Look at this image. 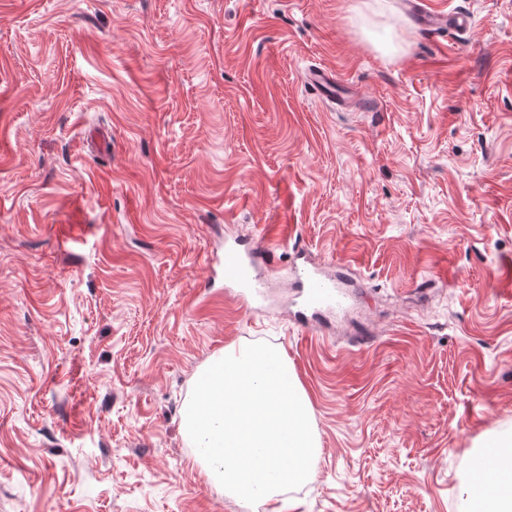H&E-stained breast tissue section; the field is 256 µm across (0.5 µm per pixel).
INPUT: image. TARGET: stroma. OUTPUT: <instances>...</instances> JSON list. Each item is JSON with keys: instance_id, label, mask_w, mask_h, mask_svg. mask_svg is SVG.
Returning a JSON list of instances; mask_svg holds the SVG:
<instances>
[{"instance_id": "35a3bbf8", "label": "stroma", "mask_w": 512, "mask_h": 512, "mask_svg": "<svg viewBox=\"0 0 512 512\" xmlns=\"http://www.w3.org/2000/svg\"><path fill=\"white\" fill-rule=\"evenodd\" d=\"M0 0V512H268L181 411L284 349L321 455L284 512H457L512 435V0ZM315 66L353 106L306 89ZM268 247L254 309L206 258ZM350 316L289 315L293 247ZM406 6L407 9L420 14L419 19L425 30L435 33L439 30L448 29V15L446 13L439 11L420 12L419 5L412 0H408Z\"/></svg>"}]
</instances>
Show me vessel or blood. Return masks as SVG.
<instances>
[{
	"mask_svg": "<svg viewBox=\"0 0 512 512\" xmlns=\"http://www.w3.org/2000/svg\"><path fill=\"white\" fill-rule=\"evenodd\" d=\"M419 13L425 30L432 33L450 26L462 30L469 23L468 16L461 13L452 17L439 11ZM307 83L322 100L335 101L339 84L335 71L326 68L310 70ZM295 257L301 262L297 269V278L304 289L302 306L297 313L298 323L312 328L320 322L325 312H344L346 301L343 293L337 289L333 280L323 276L310 262L306 249H296ZM207 265L214 273L223 277L228 301L245 307L260 296L261 283L251 275L250 255L242 254L236 247L228 245L225 246L223 255L208 258Z\"/></svg>",
	"mask_w": 512,
	"mask_h": 512,
	"instance_id": "obj_1",
	"label": "vessel or blood"
}]
</instances>
